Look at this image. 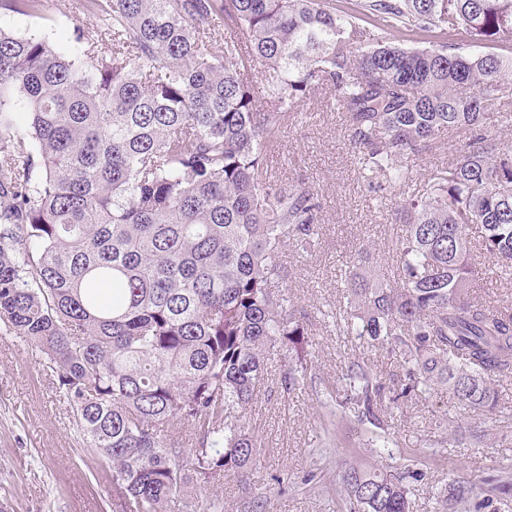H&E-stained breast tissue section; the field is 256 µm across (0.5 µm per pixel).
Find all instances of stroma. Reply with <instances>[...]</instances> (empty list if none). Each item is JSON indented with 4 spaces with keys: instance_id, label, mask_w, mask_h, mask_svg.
I'll list each match as a JSON object with an SVG mask.
<instances>
[{
    "instance_id": "obj_1",
    "label": "stroma",
    "mask_w": 512,
    "mask_h": 512,
    "mask_svg": "<svg viewBox=\"0 0 512 512\" xmlns=\"http://www.w3.org/2000/svg\"><path fill=\"white\" fill-rule=\"evenodd\" d=\"M0 28L66 51L74 30L93 31L96 21L84 12L82 0H48L37 16L0 10ZM267 174L305 182L323 204L318 251L309 258L289 248L283 254L288 294L298 309L311 313L338 305L340 274L361 250L386 279H396L392 255L402 227L393 212L410 191L389 188L382 206L373 199L359 175L342 108L331 96L317 92L301 103L268 154ZM312 343L315 386L284 393L278 380L285 367H273L247 416L257 442L255 460L242 475L205 488L204 503L222 512H349L342 473L360 465L424 471L414 512H441L435 493L448 479L474 483L481 491L494 477H512V412L486 420L481 441L460 434L454 443L434 448L427 436L451 408L440 393L394 412L396 446L390 456H377L365 446L357 422L327 401L318 385L336 381L353 359L367 363L388 384L400 378L401 368L356 337L332 335L320 325ZM0 512H125L111 470L84 448L39 351L1 334Z\"/></svg>"
}]
</instances>
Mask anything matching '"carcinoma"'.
I'll use <instances>...</instances> for the list:
<instances>
[{
  "label": "carcinoma",
  "instance_id": "carcinoma-1",
  "mask_svg": "<svg viewBox=\"0 0 512 512\" xmlns=\"http://www.w3.org/2000/svg\"><path fill=\"white\" fill-rule=\"evenodd\" d=\"M84 6L104 51L80 28L73 57L0 28V321L57 374L84 447L130 512L177 498L196 512L198 492L253 461L243 419L268 363L288 361L284 392L307 386L317 322L403 370L390 388L353 360L324 387L379 454L400 400L446 394L449 427L508 409L498 382L512 375V301L473 295L470 242L512 277V146L487 134L512 123L487 111L512 104V0H363L370 36L333 0ZM1 7L32 16L44 0ZM402 29L460 30L508 53L389 41ZM319 90L343 108L359 173L381 199L420 152L449 134L465 143L397 211L398 281L354 263L343 303L311 316L282 289V254H313L322 204L305 183L264 173L290 109ZM185 425L190 454L168 443ZM423 478L342 475L360 512H413ZM473 493L452 479L440 497L459 512ZM511 498L512 482L497 484L473 508L501 512Z\"/></svg>",
  "mask_w": 512,
  "mask_h": 512
}]
</instances>
